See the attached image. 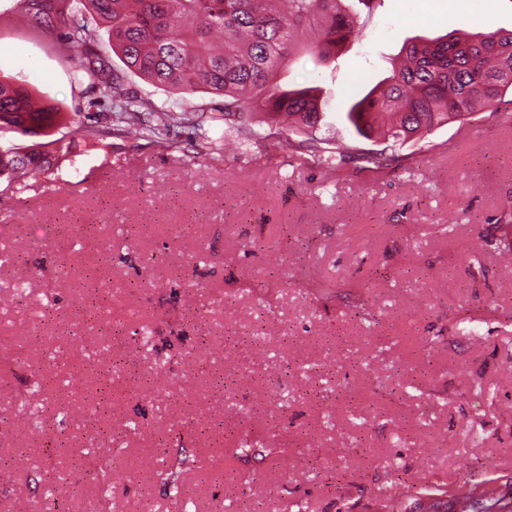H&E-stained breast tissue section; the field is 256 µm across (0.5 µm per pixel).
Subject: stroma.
<instances>
[{"label":"stroma","instance_id":"35a3bbf8","mask_svg":"<svg viewBox=\"0 0 512 512\" xmlns=\"http://www.w3.org/2000/svg\"><path fill=\"white\" fill-rule=\"evenodd\" d=\"M347 6L358 38L279 81L322 88L320 137L358 150L376 144L343 114L406 40L512 30V0ZM1 76L67 113L50 151L72 122L97 134L55 183L0 179V512H463L491 484L512 501V101L384 171L326 176L262 139L202 146L220 120L113 131L17 0H0ZM243 434L275 459L237 457ZM171 458L177 499L157 476Z\"/></svg>","mask_w":512,"mask_h":512}]
</instances>
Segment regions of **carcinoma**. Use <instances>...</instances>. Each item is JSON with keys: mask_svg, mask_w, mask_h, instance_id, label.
I'll return each mask as SVG.
<instances>
[{"mask_svg": "<svg viewBox=\"0 0 512 512\" xmlns=\"http://www.w3.org/2000/svg\"><path fill=\"white\" fill-rule=\"evenodd\" d=\"M343 0H19L28 21L61 41L75 81L97 89L110 102L112 126L123 134L163 137L175 122L192 121L183 105L197 92L220 98L216 111L241 144L254 135L253 114L265 112L275 129L273 145L314 159L323 173L339 170L351 156L342 140L316 136L324 120L317 88L282 89L277 70L305 58L326 63L358 34ZM108 40H103L101 30ZM117 56L123 70L112 66ZM174 91L163 108L130 94L126 72ZM512 92V30L446 34L430 42H406L390 76L352 104L345 114L353 132L385 147L357 154L364 168L386 169L390 150L417 143L426 133L490 109ZM64 119L59 107L38 102L21 81L0 79V128L31 136ZM57 155L35 144L0 153V176L49 179ZM236 452L264 461L272 448L248 435ZM182 462L157 473L173 497L183 495ZM465 512H512V502L481 492Z\"/></svg>", "mask_w": 512, "mask_h": 512, "instance_id": "carcinoma-1", "label": "carcinoma"}]
</instances>
